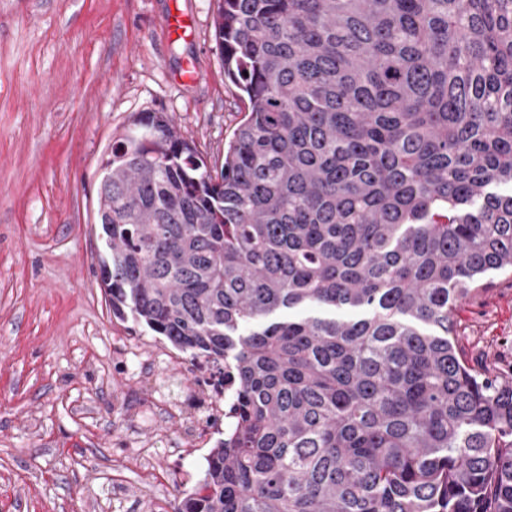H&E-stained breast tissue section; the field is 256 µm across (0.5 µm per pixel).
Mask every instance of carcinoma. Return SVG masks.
<instances>
[{"label":"carcinoma","mask_w":512,"mask_h":512,"mask_svg":"<svg viewBox=\"0 0 512 512\" xmlns=\"http://www.w3.org/2000/svg\"><path fill=\"white\" fill-rule=\"evenodd\" d=\"M248 110L212 168L113 140L112 314L224 363L232 428L175 512H512V378L457 307L512 272V0H217Z\"/></svg>","instance_id":"1"}]
</instances>
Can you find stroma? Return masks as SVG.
<instances>
[{
    "mask_svg": "<svg viewBox=\"0 0 512 512\" xmlns=\"http://www.w3.org/2000/svg\"><path fill=\"white\" fill-rule=\"evenodd\" d=\"M215 8L0 0V512H173L224 437L219 368L114 318L98 269L101 165L134 116L165 112L224 161L247 104ZM456 331L512 370V274L461 305Z\"/></svg>",
    "mask_w": 512,
    "mask_h": 512,
    "instance_id": "35a3bbf8",
    "label": "stroma"
}]
</instances>
